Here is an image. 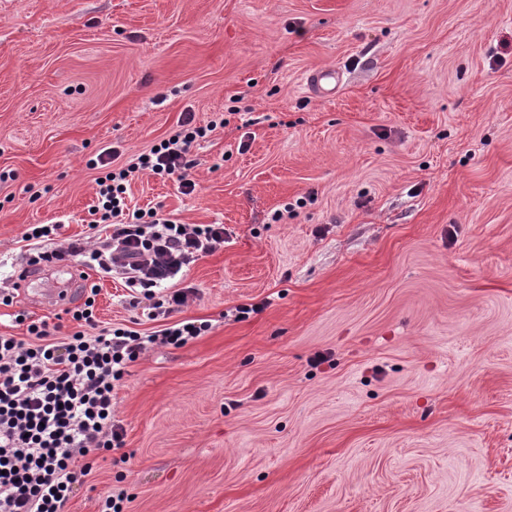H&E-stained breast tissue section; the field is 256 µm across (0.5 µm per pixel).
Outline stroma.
Returning a JSON list of instances; mask_svg holds the SVG:
<instances>
[{
  "label": "stroma",
  "instance_id": "1",
  "mask_svg": "<svg viewBox=\"0 0 512 512\" xmlns=\"http://www.w3.org/2000/svg\"><path fill=\"white\" fill-rule=\"evenodd\" d=\"M187 112L226 119L195 191L131 203L223 225L197 300L88 280L99 327L210 329L128 366L68 512H512V0H0V334L51 315L14 286L29 225L91 236L88 160Z\"/></svg>",
  "mask_w": 512,
  "mask_h": 512
}]
</instances>
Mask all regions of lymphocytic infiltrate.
<instances>
[{
	"label": "lymphocytic infiltrate",
	"mask_w": 512,
	"mask_h": 512,
	"mask_svg": "<svg viewBox=\"0 0 512 512\" xmlns=\"http://www.w3.org/2000/svg\"><path fill=\"white\" fill-rule=\"evenodd\" d=\"M218 118L199 126L185 114L178 130L157 148L129 163H119L116 148L88 162L101 172L95 223L111 226L102 241H73L47 248L57 225L39 224L24 234L32 243L31 264L67 260L109 275H121L133 305L151 316L188 306L195 288L172 292L162 286L199 256L223 246L220 224H183L157 209L137 211L126 201L127 187L142 175L171 178L183 193H193L191 153L200 139L223 127ZM94 297L72 312L76 331L60 337L48 321L27 326L29 341L0 334V512H67L76 484L88 476L90 454L123 445V428L112 410L114 390L129 364L147 344L186 345L207 331L204 323L183 321L147 337L124 328H97Z\"/></svg>",
	"instance_id": "lymphocytic-infiltrate-1"
}]
</instances>
